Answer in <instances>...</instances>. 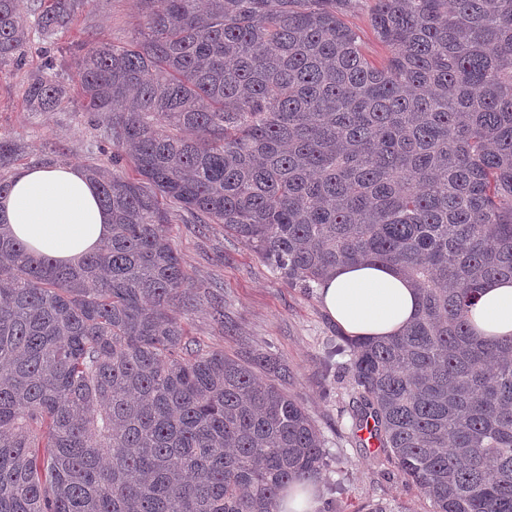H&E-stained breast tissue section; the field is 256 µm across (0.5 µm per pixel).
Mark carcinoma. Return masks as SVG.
<instances>
[{
	"instance_id": "obj_1",
	"label": "carcinoma",
	"mask_w": 512,
	"mask_h": 512,
	"mask_svg": "<svg viewBox=\"0 0 512 512\" xmlns=\"http://www.w3.org/2000/svg\"><path fill=\"white\" fill-rule=\"evenodd\" d=\"M140 2L147 32L24 90L32 112L76 94L133 173L87 168L112 235L77 266L0 232V512H276L326 467L285 365L190 337L168 201L291 285L398 267L416 319L339 335L357 416L434 512H512V336L470 323L480 284L512 279V0H374L380 66L355 0ZM83 6L0 0V67L25 15L51 40ZM374 0H359L356 8L344 16V21L352 27L361 37L366 53L370 60L382 63L387 50L376 40L369 25V15L372 11Z\"/></svg>"
}]
</instances>
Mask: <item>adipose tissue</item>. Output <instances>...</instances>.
I'll return each instance as SVG.
<instances>
[{"mask_svg":"<svg viewBox=\"0 0 512 512\" xmlns=\"http://www.w3.org/2000/svg\"><path fill=\"white\" fill-rule=\"evenodd\" d=\"M0 223L32 255L69 265L95 251L112 229L95 183L76 164L20 169L0 195ZM319 291L327 314L350 336L398 335L419 312L416 288L391 265L338 266ZM471 321L481 337L512 335V281L482 283Z\"/></svg>","mask_w":512,"mask_h":512,"instance_id":"adipose-tissue-1","label":"adipose tissue"}]
</instances>
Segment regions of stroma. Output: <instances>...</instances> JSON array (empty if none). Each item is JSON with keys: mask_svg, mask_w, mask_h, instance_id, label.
I'll return each mask as SVG.
<instances>
[{"mask_svg": "<svg viewBox=\"0 0 512 512\" xmlns=\"http://www.w3.org/2000/svg\"><path fill=\"white\" fill-rule=\"evenodd\" d=\"M139 0H89L55 43L31 35L22 65L0 68V139L18 147L0 179L32 165L76 163L110 167L112 149L100 120L70 100L54 112L29 111L23 92L54 46L103 41L122 45L139 27ZM164 231L182 256L188 288L200 304L188 316L192 337L231 356L271 353L293 373L296 396L325 440L327 465L318 481L319 512H365L384 503L393 512H432L431 501L405 482L388 453L360 439L354 395L337 353V325L318 291L288 285L250 245L220 224H199L174 211Z\"/></svg>", "mask_w": 512, "mask_h": 512, "instance_id": "1", "label": "stroma"}]
</instances>
